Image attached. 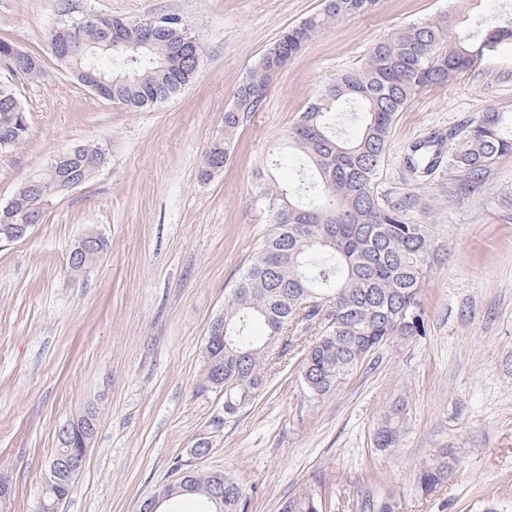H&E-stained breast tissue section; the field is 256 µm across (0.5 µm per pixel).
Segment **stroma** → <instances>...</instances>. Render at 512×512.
<instances>
[{
	"mask_svg": "<svg viewBox=\"0 0 512 512\" xmlns=\"http://www.w3.org/2000/svg\"><path fill=\"white\" fill-rule=\"evenodd\" d=\"M322 3L0 0V38L47 65L41 80L16 85L30 135L0 152V206L62 149L95 143L108 156L28 236L0 248V476L12 487L0 512H33L59 428L89 410L96 433L59 512H139L209 431L213 450L198 466L238 478L246 512H280L302 491L321 512H362L366 499L388 497L396 512H512V156L463 193L447 166L417 181L403 163L410 145L447 140L480 112H512V43L422 90L393 124L380 188L422 197L438 227L421 291L426 335L390 340L319 398L302 385L299 358L286 355L240 417L211 426L224 397L200 390L204 340L269 230L254 196L258 172L298 180L295 160L271 159L308 102L359 65L373 41L448 8V0H379L336 19L274 80L224 171L200 180L237 84L284 28ZM63 12L179 15L202 39L198 76L143 111L103 100L51 55L49 32ZM91 230L107 247L73 274L69 254ZM399 402L404 427L388 455L373 436ZM437 448L461 464L424 495L413 473Z\"/></svg>",
	"mask_w": 512,
	"mask_h": 512,
	"instance_id": "1",
	"label": "stroma"
}]
</instances>
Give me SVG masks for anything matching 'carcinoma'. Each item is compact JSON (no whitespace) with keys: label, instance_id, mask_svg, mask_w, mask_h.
Returning a JSON list of instances; mask_svg holds the SVG:
<instances>
[{"label":"carcinoma","instance_id":"carcinoma-1","mask_svg":"<svg viewBox=\"0 0 512 512\" xmlns=\"http://www.w3.org/2000/svg\"><path fill=\"white\" fill-rule=\"evenodd\" d=\"M480 0H455L448 10L393 30L369 47L363 62L346 70L306 107L279 148L300 161L305 178L286 187L268 173L260 176L258 199L271 224L257 257L224 300V342L205 347L204 389L224 393V419H235L262 392L276 354L301 348V378L314 397L339 385L377 348L398 336L426 331L420 300L436 242L421 199L411 193L391 198L379 191L378 177L389 151L399 112L420 90L446 85L475 69L496 48L512 42V14L482 19ZM378 0H323L322 10L284 28L236 86L234 104L224 110V138L206 154L200 178L223 170L239 127L256 111L277 74L301 55L308 43L337 18L373 10ZM155 38L142 37V25L123 17L94 15L93 24L62 19L50 30L54 58L76 76L92 72L110 84L104 100L138 111L178 94L191 83L203 54L199 34L176 14ZM121 28L111 42L105 32ZM23 60L20 79L37 82L45 74L41 56L0 39V74ZM359 123L354 137L342 136L338 113ZM30 133L29 113L12 82L0 79V151L13 150ZM70 167L57 160L14 196L10 223L24 224L34 206H46L61 193L64 177L83 171L84 159L107 156L97 144H78ZM441 149L415 144L405 157L421 177L441 164ZM512 155V112L489 109L448 137V168L477 181L501 158ZM99 251L69 257L77 274ZM400 412L377 428L381 452L392 453L401 435ZM460 461L448 449L434 451L415 471L417 489L428 494L447 482ZM183 484L172 498L196 500V512H245L244 488L222 471H201L186 460ZM74 481L45 485L44 512H57ZM314 495L287 499L281 512H319Z\"/></svg>","mask_w":512,"mask_h":512}]
</instances>
